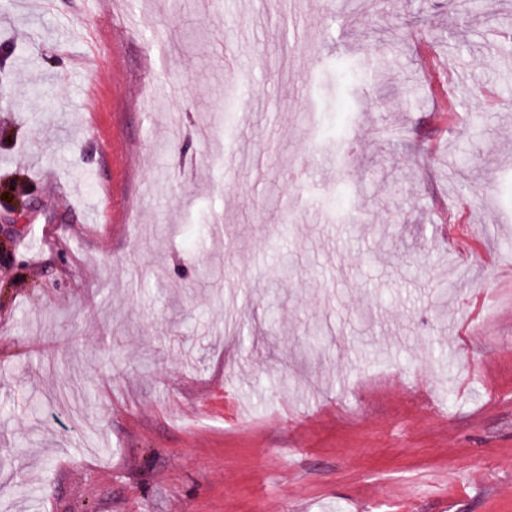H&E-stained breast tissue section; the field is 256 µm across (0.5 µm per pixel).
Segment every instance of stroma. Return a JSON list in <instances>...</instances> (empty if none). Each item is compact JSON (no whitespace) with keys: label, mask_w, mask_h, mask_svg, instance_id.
Here are the masks:
<instances>
[{"label":"stroma","mask_w":512,"mask_h":512,"mask_svg":"<svg viewBox=\"0 0 512 512\" xmlns=\"http://www.w3.org/2000/svg\"><path fill=\"white\" fill-rule=\"evenodd\" d=\"M507 32L0 0V512H512Z\"/></svg>","instance_id":"stroma-1"}]
</instances>
